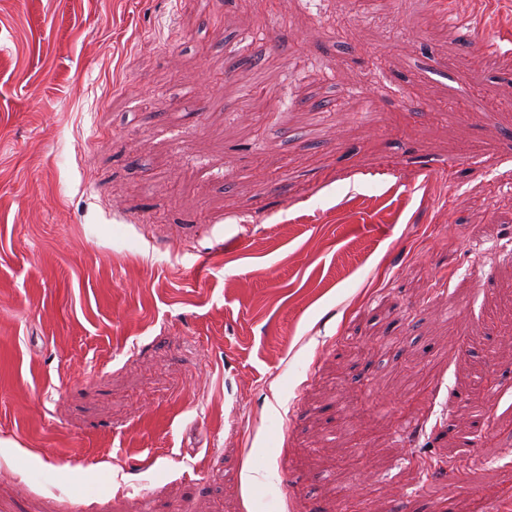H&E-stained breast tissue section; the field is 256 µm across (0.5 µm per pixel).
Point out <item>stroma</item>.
<instances>
[{
  "label": "stroma",
  "mask_w": 512,
  "mask_h": 512,
  "mask_svg": "<svg viewBox=\"0 0 512 512\" xmlns=\"http://www.w3.org/2000/svg\"><path fill=\"white\" fill-rule=\"evenodd\" d=\"M511 211L512 0H0V512H512Z\"/></svg>",
  "instance_id": "35a3bbf8"
}]
</instances>
